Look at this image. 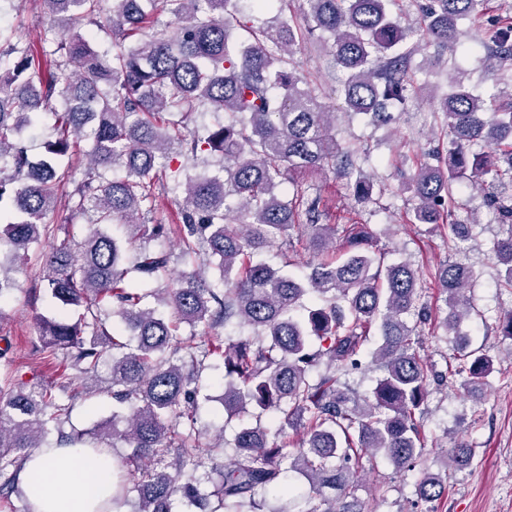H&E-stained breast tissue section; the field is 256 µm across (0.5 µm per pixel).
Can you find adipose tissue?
<instances>
[{"instance_id":"1","label":"adipose tissue","mask_w":512,"mask_h":512,"mask_svg":"<svg viewBox=\"0 0 512 512\" xmlns=\"http://www.w3.org/2000/svg\"><path fill=\"white\" fill-rule=\"evenodd\" d=\"M113 460L79 448L34 455L19 474L33 512H112Z\"/></svg>"}]
</instances>
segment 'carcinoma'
Returning a JSON list of instances; mask_svg holds the SVG:
<instances>
[{"mask_svg":"<svg viewBox=\"0 0 512 512\" xmlns=\"http://www.w3.org/2000/svg\"><path fill=\"white\" fill-rule=\"evenodd\" d=\"M53 23L38 53L0 30V302L16 287L13 273L29 249L57 230L50 217L63 203L64 237L40 254L45 290L62 307L83 309L38 316L42 353L63 354L61 385L10 378L0 386V496L19 492L17 474L34 449L56 446L132 448L114 456L119 482L112 512L130 500L126 476L136 479L138 508L173 512L179 496L196 512H265L268 497L285 489L289 473L303 477L319 504L298 512H368L357 496L359 471L352 459H387L401 473L415 468L426 448L421 429L433 382L459 380L470 393L487 386L493 360L469 349L459 336L472 309L466 289L471 269L460 262L436 268L446 315L439 327L454 335L453 362L429 367L419 355L417 325L431 321L420 302L422 280L413 264H384L365 224H322L321 199L305 197L298 177L333 171L348 181L358 204L372 200L374 181L355 165L354 149L336 134V114L361 115L374 124L393 119L387 108H405L424 92L412 60L421 42L443 50L457 44L458 24L480 0H428L422 27L410 31L392 13L395 0H305L302 29L279 16L262 27L238 17V0H39ZM154 12L174 16L173 31L148 25ZM86 24L107 28L112 47H93ZM246 37L233 35V27ZM320 31L332 40L334 61L346 73L339 102L328 105L303 80L291 56ZM487 57L512 61V18L493 22ZM438 98L445 151L424 154L402 190L413 201L409 224L451 220L461 207L454 195L466 181L491 177L501 191L485 203L507 236L493 258L512 288V105L494 108L457 77ZM208 105L223 120L190 131L188 119ZM54 117V139L38 159L22 146L23 134L42 111ZM86 167L76 178L77 144ZM194 161L218 152L221 165L184 174L169 184L162 159L171 149ZM124 175L114 177L111 172ZM292 184V195L278 189ZM181 193V223L142 224V205L154 187ZM87 226L81 240L73 229ZM129 228L119 241L110 226ZM303 227L317 262L296 278L260 259L287 231ZM343 233L336 243L337 232ZM176 235L184 268L163 288L171 254L150 246ZM132 268L125 267L129 253ZM137 282L128 280L129 271ZM234 323L249 330L236 338L209 331ZM200 327L201 345H184L180 326ZM377 346L364 348L372 328ZM380 371L371 395L340 382L363 368ZM111 361L101 393L112 399V419L126 427L64 429L72 403L58 398L80 381L94 380ZM224 366V412L250 409L281 415V429L297 436L288 446L257 423L233 440L234 454L207 464L197 453V396L206 361ZM321 370L318 379L311 378ZM474 449L461 443L445 453V467L463 470ZM211 489L202 488V484ZM448 491V472L424 471L417 483L422 512Z\"/></svg>","mask_w":512,"mask_h":512,"instance_id":"carcinoma-1","label":"carcinoma"}]
</instances>
